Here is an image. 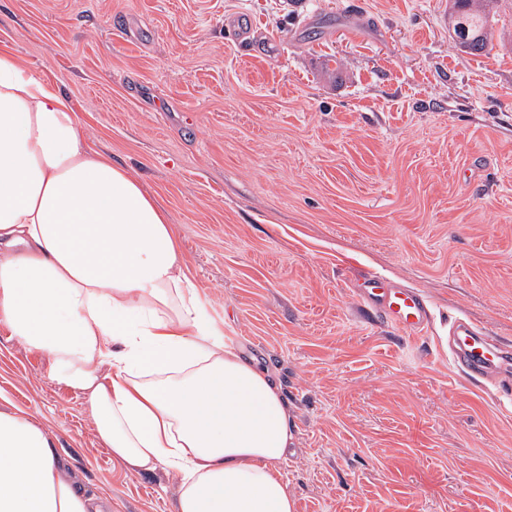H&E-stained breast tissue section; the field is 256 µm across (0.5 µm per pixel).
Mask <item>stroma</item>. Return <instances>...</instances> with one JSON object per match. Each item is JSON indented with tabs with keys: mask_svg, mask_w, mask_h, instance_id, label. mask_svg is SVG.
I'll return each instance as SVG.
<instances>
[{
	"mask_svg": "<svg viewBox=\"0 0 512 512\" xmlns=\"http://www.w3.org/2000/svg\"><path fill=\"white\" fill-rule=\"evenodd\" d=\"M497 11L473 55L448 0H0V49L157 195L209 316L279 380L296 512H512V398L441 343L467 318L512 347V0ZM368 273L427 299L425 334L363 316ZM0 396L112 512H174L172 477L117 466L2 326Z\"/></svg>",
	"mask_w": 512,
	"mask_h": 512,
	"instance_id": "35a3bbf8",
	"label": "stroma"
}]
</instances>
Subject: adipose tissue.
Returning a JSON list of instances; mask_svg holds the SVG:
<instances>
[{
  "label": "adipose tissue",
  "mask_w": 512,
  "mask_h": 512,
  "mask_svg": "<svg viewBox=\"0 0 512 512\" xmlns=\"http://www.w3.org/2000/svg\"><path fill=\"white\" fill-rule=\"evenodd\" d=\"M0 325L86 399L125 470L176 512H295L276 378L224 340L164 205L91 143L71 100L0 51ZM32 414L0 407V512H107Z\"/></svg>",
  "instance_id": "ef3b65f1"
}]
</instances>
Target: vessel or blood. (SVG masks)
<instances>
[{"instance_id": "1", "label": "vessel or blood", "mask_w": 512, "mask_h": 512, "mask_svg": "<svg viewBox=\"0 0 512 512\" xmlns=\"http://www.w3.org/2000/svg\"><path fill=\"white\" fill-rule=\"evenodd\" d=\"M357 295L376 318L406 335L418 336L428 328L429 306L416 291L372 275L359 285ZM448 348L454 364L470 376L503 385L512 382V349L489 343L482 329L469 320H454L449 329Z\"/></svg>"}]
</instances>
